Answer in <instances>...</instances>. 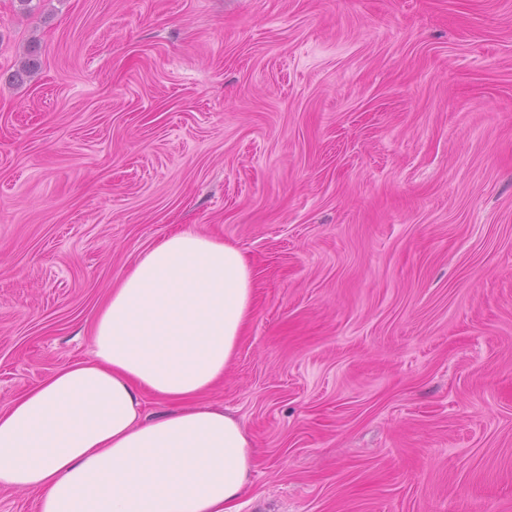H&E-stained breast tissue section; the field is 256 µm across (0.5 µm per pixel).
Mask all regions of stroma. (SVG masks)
Segmentation results:
<instances>
[{
  "label": "stroma",
  "mask_w": 512,
  "mask_h": 512,
  "mask_svg": "<svg viewBox=\"0 0 512 512\" xmlns=\"http://www.w3.org/2000/svg\"><path fill=\"white\" fill-rule=\"evenodd\" d=\"M183 226L255 280L240 512H512V0H0V409Z\"/></svg>",
  "instance_id": "35a3bbf8"
}]
</instances>
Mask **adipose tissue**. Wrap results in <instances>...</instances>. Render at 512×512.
Wrapping results in <instances>:
<instances>
[{"label": "adipose tissue", "instance_id": "ef3b65f1", "mask_svg": "<svg viewBox=\"0 0 512 512\" xmlns=\"http://www.w3.org/2000/svg\"><path fill=\"white\" fill-rule=\"evenodd\" d=\"M254 277L233 243L184 228L111 289L89 357L0 410V485L40 512H237L253 441L198 398L224 378L254 314ZM176 402L143 416V397Z\"/></svg>", "mask_w": 512, "mask_h": 512}]
</instances>
